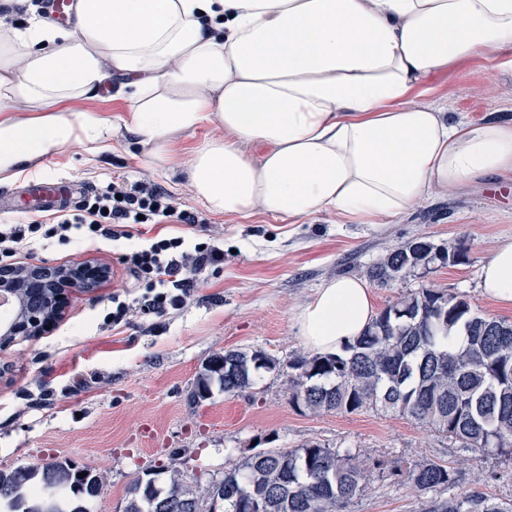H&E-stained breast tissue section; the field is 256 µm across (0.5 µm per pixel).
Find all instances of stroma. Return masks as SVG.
<instances>
[{
  "mask_svg": "<svg viewBox=\"0 0 512 512\" xmlns=\"http://www.w3.org/2000/svg\"><path fill=\"white\" fill-rule=\"evenodd\" d=\"M419 104L469 122L512 119V67L474 56L450 65ZM215 125L176 132L177 167L150 162L149 148L126 129L105 149L74 144L31 163L30 179L69 178L95 189L116 178L150 177L197 213L201 224L147 227L148 236L180 233L223 239L224 262L211 268L181 309L142 314L140 290L120 257L128 240H76L67 246L35 244L20 254L26 264L93 260L110 269L101 288L72 293L63 318L40 336H18L0 349V470L67 460L93 469L102 491L89 512H123L138 475L178 470L188 484L220 480L226 468L258 449L292 448L313 440L352 445L402 466L431 459L457 467L458 492L512 499V458H478L416 422L373 411L312 413L289 403L286 365L305 353L294 321L297 308L325 281L365 276L392 248L425 235L442 246L466 239L465 263L374 286L378 307L423 286L465 297L483 316L512 321V307L483 298L478 272L500 239L512 236V179L489 175L432 195L386 224H340L321 212L285 224L260 211L249 217L217 215L193 195L186 177L192 150L223 136ZM130 303L125 322L110 327L112 295ZM228 349L260 350L280 363L253 388L190 400L202 366ZM444 491L425 495L390 478H374L348 512H428Z\"/></svg>",
  "mask_w": 512,
  "mask_h": 512,
  "instance_id": "obj_1",
  "label": "stroma"
}]
</instances>
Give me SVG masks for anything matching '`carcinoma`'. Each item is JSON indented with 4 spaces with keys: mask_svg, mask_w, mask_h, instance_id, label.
<instances>
[{
    "mask_svg": "<svg viewBox=\"0 0 512 512\" xmlns=\"http://www.w3.org/2000/svg\"><path fill=\"white\" fill-rule=\"evenodd\" d=\"M467 253L463 241L447 248L421 236L389 251L368 276L383 286L411 271L463 262ZM22 299L28 309L49 311L43 291L26 290ZM454 331L465 337L455 351ZM276 368L261 350H226L205 364L190 399H208L215 383L228 395L243 392L260 371ZM288 368L290 403L299 410L398 414L478 456L512 455V322L474 313L459 295L410 290L339 351L297 355ZM376 473L419 494L448 490L429 512H512V501L455 493L459 476L449 465L425 460L402 467L316 441L255 452L204 487L175 471L161 485L159 473H147L132 482L124 512H205L207 501L224 512H252L260 503L264 512H346ZM101 489L92 469L66 461L0 471V512H87Z\"/></svg>",
    "mask_w": 512,
    "mask_h": 512,
    "instance_id": "obj_1",
    "label": "carcinoma"
}]
</instances>
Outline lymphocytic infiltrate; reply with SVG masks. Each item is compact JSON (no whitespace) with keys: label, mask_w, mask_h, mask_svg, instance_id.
<instances>
[{"label":"lymphocytic infiltrate","mask_w":512,"mask_h":512,"mask_svg":"<svg viewBox=\"0 0 512 512\" xmlns=\"http://www.w3.org/2000/svg\"><path fill=\"white\" fill-rule=\"evenodd\" d=\"M197 214L180 208L174 194L159 183L120 179L86 194L51 221L0 225V263L17 256L35 242L69 245L74 238L131 239L140 223L196 224ZM121 261L142 288L141 309L160 314L183 306L199 275L224 262L220 242L199 243L182 234L148 239L125 252Z\"/></svg>","instance_id":"f902f5d3"}]
</instances>
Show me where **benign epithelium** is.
I'll list each match as a JSON object with an SVG mask.
<instances>
[{
  "instance_id": "1",
  "label": "benign epithelium",
  "mask_w": 512,
  "mask_h": 512,
  "mask_svg": "<svg viewBox=\"0 0 512 512\" xmlns=\"http://www.w3.org/2000/svg\"><path fill=\"white\" fill-rule=\"evenodd\" d=\"M107 281L104 269L85 262L71 265H29L21 270L9 267L0 268V303L18 305V289L50 288L55 302L56 312L44 317L39 312H29L11 320L0 329V342L6 343L10 336H30L40 333L53 320L61 317L65 310L69 293L74 290H93Z\"/></svg>"
}]
</instances>
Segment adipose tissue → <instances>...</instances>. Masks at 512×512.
<instances>
[{
    "label": "adipose tissue",
    "instance_id": "obj_1",
    "mask_svg": "<svg viewBox=\"0 0 512 512\" xmlns=\"http://www.w3.org/2000/svg\"><path fill=\"white\" fill-rule=\"evenodd\" d=\"M510 49L512 0H78L73 27L33 16L0 41V101L31 107L0 114V181L75 143L104 147L118 125L171 166L174 132L214 124L223 137L195 149L187 174L211 212L380 224L512 175V120L452 121L414 102L449 65ZM112 82L126 105L117 118L65 109ZM479 288L512 305V238ZM376 314L355 276L326 281L294 320L325 354Z\"/></svg>",
    "mask_w": 512,
    "mask_h": 512
}]
</instances>
